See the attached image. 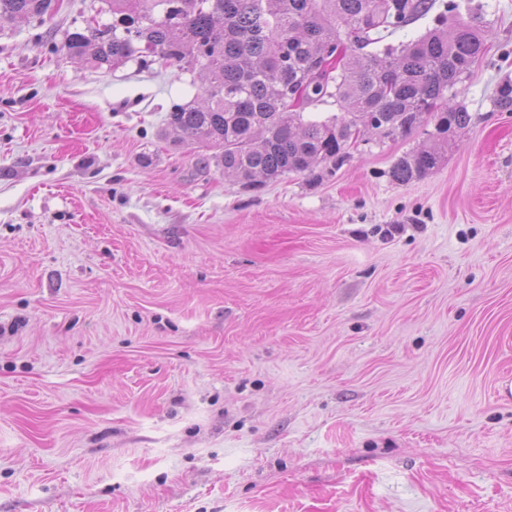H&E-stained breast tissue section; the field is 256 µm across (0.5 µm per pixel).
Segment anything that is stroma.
Masks as SVG:
<instances>
[{"mask_svg":"<svg viewBox=\"0 0 512 512\" xmlns=\"http://www.w3.org/2000/svg\"><path fill=\"white\" fill-rule=\"evenodd\" d=\"M424 131L246 188L167 132L197 75L95 66L106 0L0 20V512H512V0Z\"/></svg>","mask_w":512,"mask_h":512,"instance_id":"1","label":"stroma"}]
</instances>
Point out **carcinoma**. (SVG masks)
<instances>
[{
    "label": "carcinoma",
    "mask_w": 512,
    "mask_h": 512,
    "mask_svg": "<svg viewBox=\"0 0 512 512\" xmlns=\"http://www.w3.org/2000/svg\"><path fill=\"white\" fill-rule=\"evenodd\" d=\"M58 0H0V20L42 17ZM112 25L67 33L63 49L97 65L144 55L205 77L203 95L177 105L167 127L212 151L246 188L319 165L341 166L355 130L383 141L387 128L411 136L434 123L426 143L399 157L392 180L408 183L437 168L472 117L448 106L485 54L471 23L434 28L397 46L384 34L426 16L434 0H108ZM296 111L284 108L291 92ZM338 113L303 119L317 103Z\"/></svg>",
    "instance_id": "obj_1"
}]
</instances>
